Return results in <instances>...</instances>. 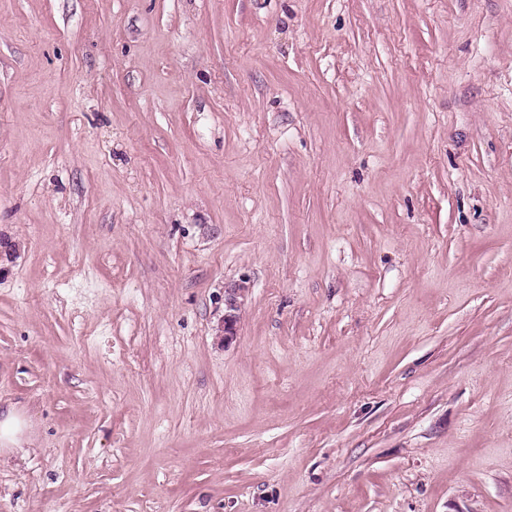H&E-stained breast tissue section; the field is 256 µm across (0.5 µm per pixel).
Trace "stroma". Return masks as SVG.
Segmentation results:
<instances>
[{
	"mask_svg": "<svg viewBox=\"0 0 512 512\" xmlns=\"http://www.w3.org/2000/svg\"><path fill=\"white\" fill-rule=\"evenodd\" d=\"M10 408L0 512H512V0H0ZM244 290V287L239 285L237 288L229 289L225 297L224 327L222 328L225 343L233 340L234 336H236L238 311L241 305L240 299L243 296ZM26 423L23 419L14 412L8 410L0 419V454L25 452L23 445L31 444L29 437L25 435Z\"/></svg>",
	"mask_w": 512,
	"mask_h": 512,
	"instance_id": "obj_1",
	"label": "stroma"
}]
</instances>
